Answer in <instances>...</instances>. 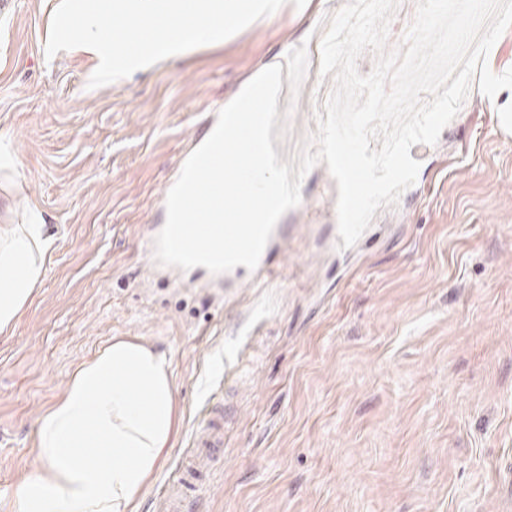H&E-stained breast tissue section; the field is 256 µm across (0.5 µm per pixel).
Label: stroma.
Here are the masks:
<instances>
[{
    "instance_id": "stroma-1",
    "label": "stroma",
    "mask_w": 512,
    "mask_h": 512,
    "mask_svg": "<svg viewBox=\"0 0 512 512\" xmlns=\"http://www.w3.org/2000/svg\"><path fill=\"white\" fill-rule=\"evenodd\" d=\"M60 0L0 12V225L40 213L53 240L31 302L0 333V512L42 469L35 432L72 374L116 339L164 352L176 432L135 512L209 413L224 454L190 512H512V89L478 84L417 180L349 249L326 163L281 218L267 270L227 279L159 264L149 228L224 104L288 61L272 130L298 167L317 131L319 39L346 0H286L220 43L111 84L82 49L47 57Z\"/></svg>"
}]
</instances>
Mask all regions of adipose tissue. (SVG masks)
I'll return each mask as SVG.
<instances>
[{"mask_svg":"<svg viewBox=\"0 0 512 512\" xmlns=\"http://www.w3.org/2000/svg\"><path fill=\"white\" fill-rule=\"evenodd\" d=\"M52 243L43 223L0 225V331L31 300ZM175 427L166 357L113 341L73 374L36 430L45 468L14 492L15 512H133Z\"/></svg>","mask_w":512,"mask_h":512,"instance_id":"adipose-tissue-1","label":"adipose tissue"}]
</instances>
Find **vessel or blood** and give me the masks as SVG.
<instances>
[{"label":"vessel or blood","instance_id":"1","mask_svg":"<svg viewBox=\"0 0 512 512\" xmlns=\"http://www.w3.org/2000/svg\"><path fill=\"white\" fill-rule=\"evenodd\" d=\"M199 453L181 460L175 480L162 495L161 512H187L186 497L201 484V459L213 458L224 446V422L212 420L200 431L194 441Z\"/></svg>","mask_w":512,"mask_h":512}]
</instances>
